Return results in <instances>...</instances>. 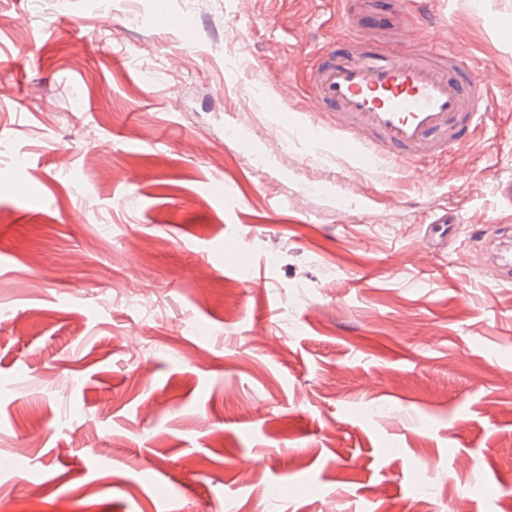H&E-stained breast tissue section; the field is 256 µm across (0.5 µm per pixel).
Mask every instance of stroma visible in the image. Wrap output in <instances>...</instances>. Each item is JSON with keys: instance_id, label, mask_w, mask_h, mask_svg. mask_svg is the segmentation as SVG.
<instances>
[{"instance_id": "stroma-1", "label": "stroma", "mask_w": 512, "mask_h": 512, "mask_svg": "<svg viewBox=\"0 0 512 512\" xmlns=\"http://www.w3.org/2000/svg\"><path fill=\"white\" fill-rule=\"evenodd\" d=\"M436 2L416 182L292 131L341 0H0V512H512V0Z\"/></svg>"}]
</instances>
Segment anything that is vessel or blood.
<instances>
[{"instance_id": "vessel-or-blood-1", "label": "vessel or blood", "mask_w": 512, "mask_h": 512, "mask_svg": "<svg viewBox=\"0 0 512 512\" xmlns=\"http://www.w3.org/2000/svg\"><path fill=\"white\" fill-rule=\"evenodd\" d=\"M343 2L362 21L326 41L307 70L308 108L328 118L332 149L364 170L390 163L423 179L424 160L474 147L490 112L491 68L434 40L431 0H389L375 10L368 0ZM391 13L403 20L398 39L375 41Z\"/></svg>"}]
</instances>
